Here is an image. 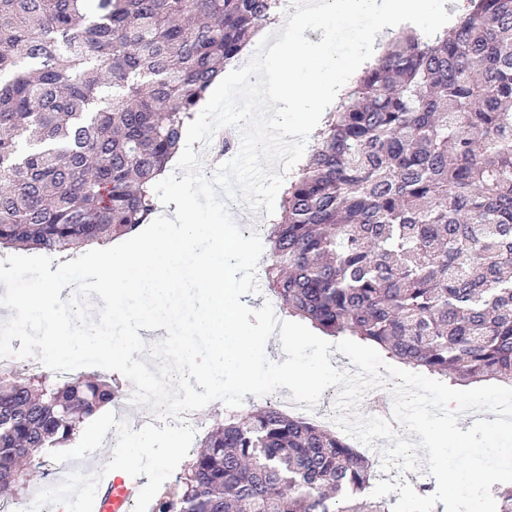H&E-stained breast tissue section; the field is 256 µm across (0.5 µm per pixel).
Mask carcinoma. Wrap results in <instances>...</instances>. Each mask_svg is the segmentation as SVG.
I'll list each match as a JSON object with an SVG mask.
<instances>
[{
  "label": "carcinoma",
  "mask_w": 512,
  "mask_h": 512,
  "mask_svg": "<svg viewBox=\"0 0 512 512\" xmlns=\"http://www.w3.org/2000/svg\"><path fill=\"white\" fill-rule=\"evenodd\" d=\"M279 0H0V250L133 237L224 68ZM280 307L450 382L512 386V0L392 40L326 113L267 224ZM120 390L0 371V493ZM374 462L272 405L224 413L153 512H392ZM512 512V485L492 486Z\"/></svg>",
  "instance_id": "carcinoma-1"
}]
</instances>
